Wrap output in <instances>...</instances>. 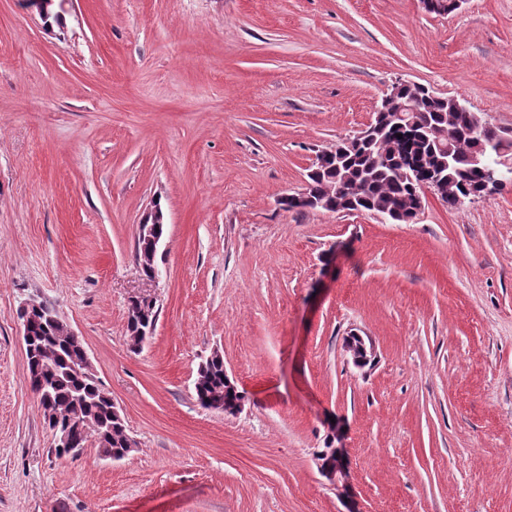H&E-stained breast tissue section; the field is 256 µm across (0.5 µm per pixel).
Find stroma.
<instances>
[{"instance_id":"stroma-1","label":"stroma","mask_w":512,"mask_h":512,"mask_svg":"<svg viewBox=\"0 0 512 512\" xmlns=\"http://www.w3.org/2000/svg\"><path fill=\"white\" fill-rule=\"evenodd\" d=\"M0 0V512H512V186L414 222L287 210L398 82L512 129V0ZM156 281L135 252L153 201ZM153 335L126 337L132 295ZM83 340L136 449L58 459L19 309ZM370 337L362 369L344 351ZM245 395L199 405L213 349ZM345 435L339 493L313 453Z\"/></svg>"}]
</instances>
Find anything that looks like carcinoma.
<instances>
[{
    "instance_id": "cac0c4a2",
    "label": "carcinoma",
    "mask_w": 512,
    "mask_h": 512,
    "mask_svg": "<svg viewBox=\"0 0 512 512\" xmlns=\"http://www.w3.org/2000/svg\"><path fill=\"white\" fill-rule=\"evenodd\" d=\"M402 98L416 100L420 124L392 126L376 119L370 133L354 136L347 144L336 142L343 147L338 158H328L313 166L304 190L310 198L325 204V210L340 213L388 209L395 213L397 221H403L415 208L417 196L422 194L419 182L410 180L400 164V147L412 143L416 144L415 150L426 165L440 168L445 185L454 196L467 198L479 190L483 175L471 167L469 158L496 140L501 130L478 112L453 110L448 97L437 95L422 84L404 88ZM448 131L452 134L455 155L449 167L443 164V154L436 141L438 134ZM340 185L358 189L355 205H349L344 196L337 193ZM165 236V224L151 225L150 231L137 236L136 252L147 254L153 239ZM142 328L138 313L129 310L126 333L133 351L137 350ZM60 330L61 327H54L43 319L34 323L31 330V346L38 354L27 358L29 384L42 412L53 408L66 410L67 414L57 422V427L64 430L75 418H92L104 433V438L96 444L97 453H127V427L125 422L112 418V404L104 396L98 378L71 372V363L80 355L83 342L61 338ZM224 372V356L202 360L195 380L200 404L224 399Z\"/></svg>"
}]
</instances>
